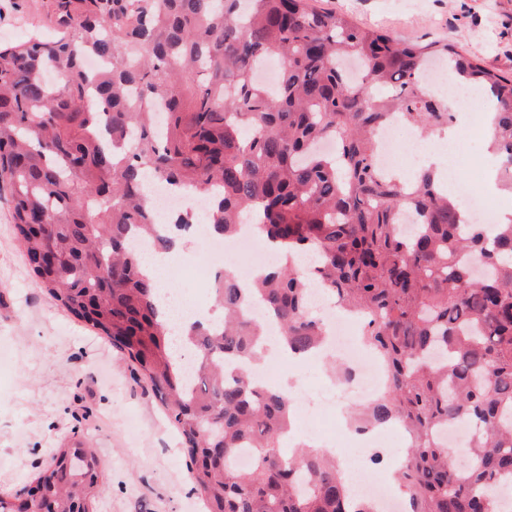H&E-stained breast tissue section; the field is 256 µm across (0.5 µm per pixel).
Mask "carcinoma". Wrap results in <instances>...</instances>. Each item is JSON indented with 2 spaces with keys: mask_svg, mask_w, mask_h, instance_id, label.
<instances>
[{
  "mask_svg": "<svg viewBox=\"0 0 512 512\" xmlns=\"http://www.w3.org/2000/svg\"><path fill=\"white\" fill-rule=\"evenodd\" d=\"M52 39L0 48V181L41 288L112 341L134 379L164 408L205 512H372L352 498L336 458L304 444L287 451L290 398L256 387L224 359L259 355L261 327L241 314L248 295L270 309L298 356L319 348L306 274L264 269L256 287L224 276V317L184 340L195 383L173 357L154 302L158 283L129 247L133 231L167 252L146 200L147 174L200 193L218 182L208 224L232 236L261 206L256 235L289 254L314 252L327 295L361 309L362 339L385 364L381 397L355 408L366 426L398 422L411 444L395 475L408 512H500L512 489V220L463 231L458 204L434 173L411 184L377 166L375 130L391 113L428 133L452 119L421 81L446 61L492 105L490 152L512 193V78L448 44L421 45L320 11L311 0H47ZM94 55L105 70L89 74ZM283 62L271 89L266 58ZM356 58L352 77L345 61ZM332 138V155L319 151ZM421 218L409 237L403 214ZM492 274L477 273L470 255ZM469 421L470 464L457 467L438 432ZM252 465L240 470L242 449ZM96 455L60 449L36 480L49 512H89Z\"/></svg>",
  "mask_w": 512,
  "mask_h": 512,
  "instance_id": "1",
  "label": "carcinoma"
}]
</instances>
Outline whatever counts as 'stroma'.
I'll use <instances>...</instances> for the list:
<instances>
[{"instance_id":"stroma-1","label":"stroma","mask_w":512,"mask_h":512,"mask_svg":"<svg viewBox=\"0 0 512 512\" xmlns=\"http://www.w3.org/2000/svg\"><path fill=\"white\" fill-rule=\"evenodd\" d=\"M46 0H0V44L48 31ZM354 23L450 43L512 75V0H317ZM90 443L92 512H203L177 436L110 341L47 297L13 231L0 184V494L35 482L56 450Z\"/></svg>"}]
</instances>
